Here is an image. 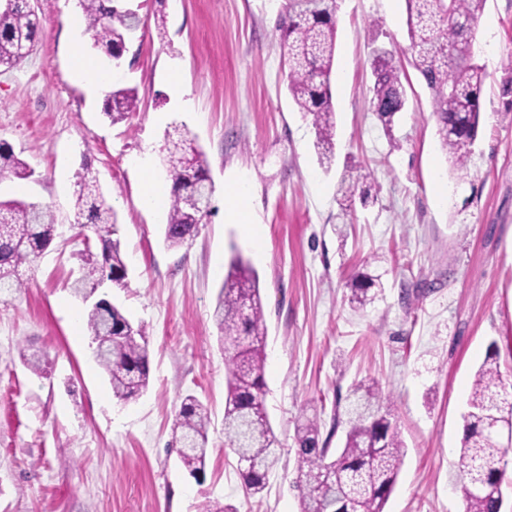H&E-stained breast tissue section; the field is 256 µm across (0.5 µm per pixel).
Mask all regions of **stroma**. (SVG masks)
Wrapping results in <instances>:
<instances>
[{
    "instance_id": "1",
    "label": "stroma",
    "mask_w": 512,
    "mask_h": 512,
    "mask_svg": "<svg viewBox=\"0 0 512 512\" xmlns=\"http://www.w3.org/2000/svg\"><path fill=\"white\" fill-rule=\"evenodd\" d=\"M284 0H127L142 24L112 65L111 88L140 106L105 114L70 68L62 0H31L46 34L18 64L0 66V142L30 174L0 179V200L48 206L59 226L22 268L25 288L0 297V512H300L295 428L316 420L340 447L335 421L358 382L375 384L396 422L404 462L385 512H464L463 414L473 376L497 347L512 392V0H486L475 60L486 73L482 121L466 169L446 161L429 90L407 58V102L392 130L372 109L373 49L407 46L405 0H337L332 73L335 161L318 163L310 118L288 94L279 13ZM165 32H158V19ZM179 65L191 109L167 84ZM181 126L205 154L213 212L178 248L166 211L140 201L139 163L164 188L165 135ZM369 170L373 202L341 210L351 163ZM95 176L118 217L125 286L76 293L85 244L72 229L74 183ZM248 192L260 243L224 221V188ZM256 271L267 324L265 406L282 451L262 495H245L224 438L226 369L212 319L234 254ZM382 286L361 308L349 281ZM142 328L149 384L121 400L94 355L85 315L94 299ZM39 357L43 373L29 366ZM211 411L203 479L171 448L180 402ZM140 99L135 88H119L112 91L105 114L112 123L122 122L130 112L139 109Z\"/></svg>"
}]
</instances>
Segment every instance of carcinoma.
I'll use <instances>...</instances> for the list:
<instances>
[{"mask_svg": "<svg viewBox=\"0 0 512 512\" xmlns=\"http://www.w3.org/2000/svg\"><path fill=\"white\" fill-rule=\"evenodd\" d=\"M86 28L95 46L117 61L139 28L131 10H117L116 0H80ZM486 0H405L410 64L424 80L432 98V114L447 160L457 169L467 166L480 124V97L486 74L475 61L474 31ZM336 0H285L279 19L280 47L288 66V92L315 130L320 164L334 157L335 110L331 73L336 52ZM43 18L29 0H15L0 12V65L20 61L23 45L34 46L43 32ZM374 111L387 131L406 105V90L392 51H372ZM134 88L112 91L105 114L112 123L139 109ZM165 162L172 181V199L164 239L180 247L197 232L212 212L214 187L206 157L187 133L176 127L167 133ZM28 174L27 164L13 148L0 144V177ZM70 224L85 234L91 228L100 256L86 245L80 283L90 296L109 276L124 285L127 267L115 238L116 213L95 177L76 181ZM57 224L51 211L35 202L0 201V293L25 287L20 268L34 262L53 241ZM376 285L369 274L354 278L347 288L351 301L363 305ZM227 366L224 436L233 453L251 460L238 470L247 494L264 491L269 474L280 459L279 441L264 406L265 341L267 326L256 272L240 257L232 259L213 310ZM86 326L96 343L95 356L108 373L113 394L128 400L149 383L142 330L133 327L121 308L97 304L90 308ZM349 428L343 446L330 452V439L319 440L314 420L296 427L300 512H384L405 455L399 431L382 411L378 391L361 382L352 389ZM208 409L194 395L182 399L173 427L180 461L192 477L205 473ZM512 428V399L504 387L498 350L490 346L474 375L464 415L461 441L463 483L495 484L499 465L512 452V438L501 444L492 431ZM465 512H501L494 493L464 499Z\"/></svg>", "mask_w": 512, "mask_h": 512, "instance_id": "obj_1", "label": "carcinoma"}]
</instances>
